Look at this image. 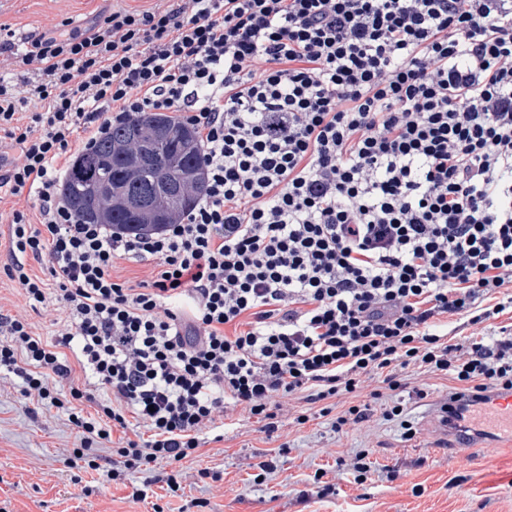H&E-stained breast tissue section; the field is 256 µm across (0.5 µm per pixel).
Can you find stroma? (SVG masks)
Returning a JSON list of instances; mask_svg holds the SVG:
<instances>
[{
    "mask_svg": "<svg viewBox=\"0 0 512 512\" xmlns=\"http://www.w3.org/2000/svg\"><path fill=\"white\" fill-rule=\"evenodd\" d=\"M102 0H0V24L17 34L43 32L70 18L92 22ZM0 309L32 322L49 336L57 313L32 311L17 285L0 270ZM424 397L408 396L401 418L384 415L393 399L383 396L369 422L334 432L329 419L303 425L286 422L268 436L256 418L239 413L224 431L180 464L179 491L154 484L152 499H133L134 487L165 472V464L127 472L105 482L91 470L69 464L80 440L64 413L44 410L25 399L13 378H0V512H512V445L507 440L480 448H451L431 427L435 407L454 384L411 375ZM413 439H406L405 426ZM365 453L372 464L357 486L340 455ZM278 468L257 476L261 455ZM334 494L318 493L320 482Z\"/></svg>",
    "mask_w": 512,
    "mask_h": 512,
    "instance_id": "stroma-1",
    "label": "stroma"
}]
</instances>
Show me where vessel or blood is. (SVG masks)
<instances>
[{"instance_id":"1","label":"vessel or blood","mask_w":512,"mask_h":512,"mask_svg":"<svg viewBox=\"0 0 512 512\" xmlns=\"http://www.w3.org/2000/svg\"><path fill=\"white\" fill-rule=\"evenodd\" d=\"M474 417L477 427L458 428L451 425L442 410L433 413V426L438 436L448 438L453 447L468 446L479 434L488 435L512 432V395L495 393L488 406L477 409Z\"/></svg>"}]
</instances>
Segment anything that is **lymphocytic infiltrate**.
<instances>
[{"label":"lymphocytic infiltrate","instance_id":"lymphocytic-infiltrate-1","mask_svg":"<svg viewBox=\"0 0 512 512\" xmlns=\"http://www.w3.org/2000/svg\"><path fill=\"white\" fill-rule=\"evenodd\" d=\"M14 36L0 24V56L31 75L0 77V141L20 154L0 192L30 205L0 213V270L59 316L48 339L0 312V373L67 413L70 464L117 481L178 463L240 411L278 431L300 393L358 426L369 403L329 399L405 390L409 369L458 384L459 421L512 391L511 335L436 332L512 309V0H160ZM141 112L203 131L204 192L153 231L80 221L61 159ZM119 260L147 278L114 281ZM76 365L95 413L64 386ZM130 414L149 438L104 455Z\"/></svg>","mask_w":512,"mask_h":512}]
</instances>
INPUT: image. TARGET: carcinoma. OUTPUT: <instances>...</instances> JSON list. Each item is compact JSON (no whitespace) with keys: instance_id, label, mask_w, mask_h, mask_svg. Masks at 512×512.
Masks as SVG:
<instances>
[{"instance_id":"obj_1","label":"carcinoma","mask_w":512,"mask_h":512,"mask_svg":"<svg viewBox=\"0 0 512 512\" xmlns=\"http://www.w3.org/2000/svg\"><path fill=\"white\" fill-rule=\"evenodd\" d=\"M111 188L96 196L89 186L98 177ZM204 191L201 151L193 130L180 120L143 112L116 125L81 153L60 185L64 203L82 220L128 227L154 225L157 211L166 220L187 213ZM146 197L145 210L130 201Z\"/></svg>"}]
</instances>
